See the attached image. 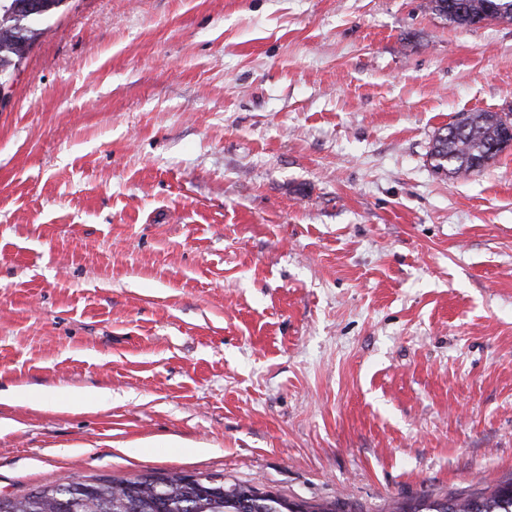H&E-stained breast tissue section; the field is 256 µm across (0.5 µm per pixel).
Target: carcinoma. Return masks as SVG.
Listing matches in <instances>:
<instances>
[{"label": "carcinoma", "instance_id": "1", "mask_svg": "<svg viewBox=\"0 0 512 512\" xmlns=\"http://www.w3.org/2000/svg\"><path fill=\"white\" fill-rule=\"evenodd\" d=\"M65 0H0V81L26 57L44 35L45 20ZM423 0L422 9L457 28H470L477 19L512 24V0ZM512 146V119L498 112L462 113L435 134L428 153L432 169L455 179L479 172ZM89 490L85 479H68L40 486L21 498L0 496V512H50L63 499L62 512H283L285 497H260L257 488L207 476L150 472L134 479L98 480ZM393 512H512V480L493 489L444 498L425 497L404 503Z\"/></svg>", "mask_w": 512, "mask_h": 512}]
</instances>
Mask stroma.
Listing matches in <instances>:
<instances>
[{"label":"stroma","mask_w":512,"mask_h":512,"mask_svg":"<svg viewBox=\"0 0 512 512\" xmlns=\"http://www.w3.org/2000/svg\"><path fill=\"white\" fill-rule=\"evenodd\" d=\"M422 2L66 0L0 104V494L512 479V147L427 156L512 113V25ZM512 146V120L499 112L462 113L435 134L432 169L455 179L480 172Z\"/></svg>","instance_id":"1"}]
</instances>
